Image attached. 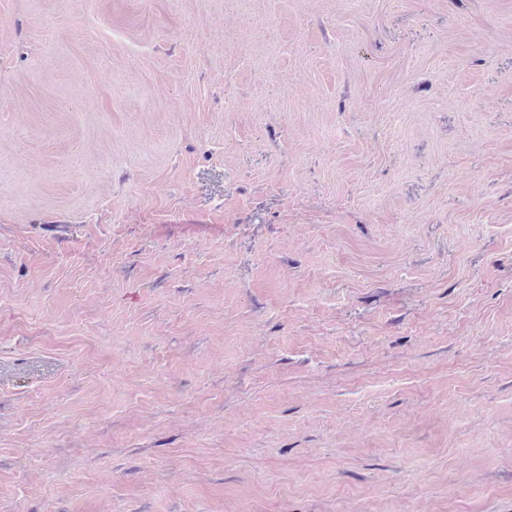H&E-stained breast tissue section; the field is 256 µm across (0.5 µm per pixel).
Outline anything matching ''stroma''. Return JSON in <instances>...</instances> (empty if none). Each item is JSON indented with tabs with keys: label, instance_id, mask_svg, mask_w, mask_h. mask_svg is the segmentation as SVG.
Masks as SVG:
<instances>
[{
	"label": "stroma",
	"instance_id": "35a3bbf8",
	"mask_svg": "<svg viewBox=\"0 0 512 512\" xmlns=\"http://www.w3.org/2000/svg\"><path fill=\"white\" fill-rule=\"evenodd\" d=\"M0 512H512V0H0Z\"/></svg>",
	"mask_w": 512,
	"mask_h": 512
}]
</instances>
